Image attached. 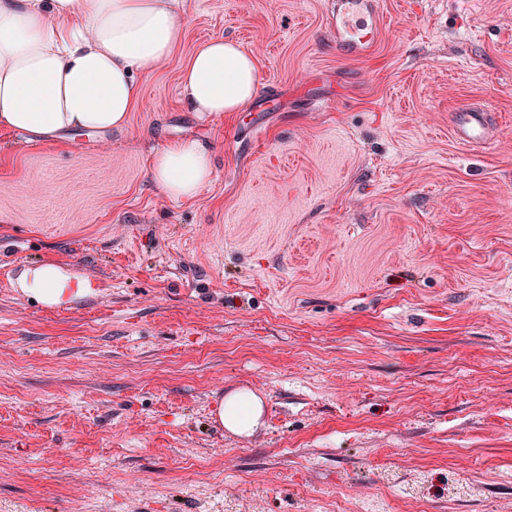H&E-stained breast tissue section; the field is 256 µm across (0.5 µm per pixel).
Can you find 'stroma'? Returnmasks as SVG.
<instances>
[{"label": "stroma", "mask_w": 512, "mask_h": 512, "mask_svg": "<svg viewBox=\"0 0 512 512\" xmlns=\"http://www.w3.org/2000/svg\"><path fill=\"white\" fill-rule=\"evenodd\" d=\"M330 4L183 0L123 129L0 128V512H512V0H380L360 59ZM215 37L258 67L221 116L181 86ZM182 141L191 201L149 175ZM44 261L99 287L36 303ZM241 388L249 436L215 417ZM456 112V120L450 128L456 141L466 147H474L491 140L493 130L488 120V106H463ZM209 157L194 143L172 145L152 158L150 176L170 198L193 200L211 177ZM261 416V403L253 393L233 391L219 400L218 420L221 425L235 434L249 435L258 426Z\"/></svg>", "instance_id": "obj_1"}]
</instances>
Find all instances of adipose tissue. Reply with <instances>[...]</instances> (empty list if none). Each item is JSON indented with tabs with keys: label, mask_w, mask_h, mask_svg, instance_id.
I'll use <instances>...</instances> for the list:
<instances>
[{
	"label": "adipose tissue",
	"mask_w": 512,
	"mask_h": 512,
	"mask_svg": "<svg viewBox=\"0 0 512 512\" xmlns=\"http://www.w3.org/2000/svg\"><path fill=\"white\" fill-rule=\"evenodd\" d=\"M181 0H0V126L32 136L123 128L140 96L134 74L154 69L183 37ZM197 112L243 109L257 91L254 59L218 37L202 43L181 77ZM209 157L193 143L156 154L150 176L170 198L194 199L211 177ZM22 293L49 307L92 294L95 280L54 262L27 267ZM262 406L253 393L220 399L217 417L248 434Z\"/></svg>",
	"instance_id": "ef3b65f1"
}]
</instances>
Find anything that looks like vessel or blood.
<instances>
[{
	"label": "vessel or blood",
	"instance_id": "b4317fda",
	"mask_svg": "<svg viewBox=\"0 0 512 512\" xmlns=\"http://www.w3.org/2000/svg\"><path fill=\"white\" fill-rule=\"evenodd\" d=\"M383 24L378 0H333L327 28L342 56L360 58L374 46ZM486 105L459 108L451 126L460 144L472 147L491 140L493 130Z\"/></svg>",
	"mask_w": 512,
	"mask_h": 512
}]
</instances>
